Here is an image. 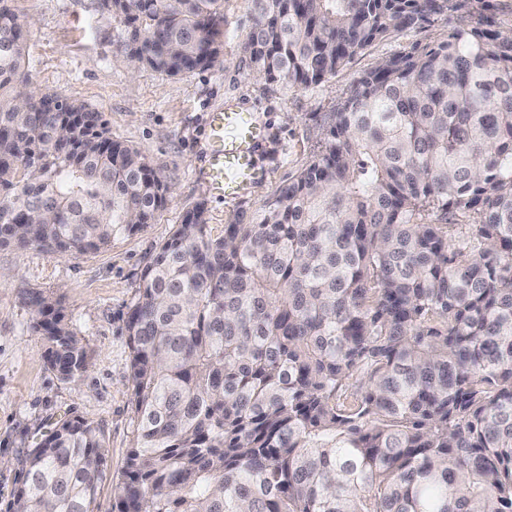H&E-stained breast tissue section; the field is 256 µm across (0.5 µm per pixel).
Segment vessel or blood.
<instances>
[{
    "mask_svg": "<svg viewBox=\"0 0 512 512\" xmlns=\"http://www.w3.org/2000/svg\"><path fill=\"white\" fill-rule=\"evenodd\" d=\"M270 131L255 112L233 101L210 112L203 160L195 173L206 193L226 201H241L268 172L256 161V153Z\"/></svg>",
    "mask_w": 512,
    "mask_h": 512,
    "instance_id": "obj_1",
    "label": "vessel or blood"
}]
</instances>
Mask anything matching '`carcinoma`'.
Masks as SVG:
<instances>
[{"label":"carcinoma","instance_id":"cac0c4a2","mask_svg":"<svg viewBox=\"0 0 512 512\" xmlns=\"http://www.w3.org/2000/svg\"><path fill=\"white\" fill-rule=\"evenodd\" d=\"M0 0V247L81 255L154 221L164 177L97 112L31 89ZM134 69L221 53L224 0H103ZM247 75L307 90L465 0H247ZM477 223L457 235L452 216ZM59 379L87 352L22 293ZM135 434L117 512H512V32L479 13L358 75L324 150L221 233L205 203L128 308ZM104 450L64 420L9 512H95Z\"/></svg>","mask_w":512,"mask_h":512}]
</instances>
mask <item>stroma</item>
Segmentation results:
<instances>
[{
    "label": "stroma",
    "mask_w": 512,
    "mask_h": 512,
    "mask_svg": "<svg viewBox=\"0 0 512 512\" xmlns=\"http://www.w3.org/2000/svg\"><path fill=\"white\" fill-rule=\"evenodd\" d=\"M11 8L25 24L32 87L100 113L113 138L138 149L172 188L154 223L104 251L55 257L34 248L0 247V268L9 273L0 281V512L9 510L30 449L70 416L93 421L100 431L105 477L96 512H113L134 437L125 321L143 267L197 202H205L208 222L218 232L233 212L252 213L271 200L324 148L328 117L346 99L357 73L412 45L446 40L449 24L438 16L392 33L336 76L297 91L240 69L238 45L250 26L246 0L224 4L219 61L181 77L148 68L130 72L120 49L125 27L101 0H12ZM228 99L256 112L271 130L258 153L269 177L235 203L208 197L194 175L206 146L207 115ZM25 289L61 298L87 350L88 367L78 382L62 381L48 369L21 298Z\"/></svg>",
    "instance_id": "obj_1"
}]
</instances>
